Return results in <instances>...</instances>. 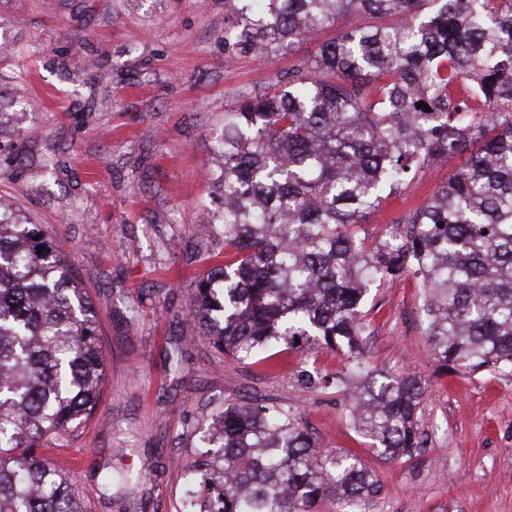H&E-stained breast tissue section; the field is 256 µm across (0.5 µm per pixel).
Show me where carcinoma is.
<instances>
[{
	"mask_svg": "<svg viewBox=\"0 0 512 512\" xmlns=\"http://www.w3.org/2000/svg\"><path fill=\"white\" fill-rule=\"evenodd\" d=\"M224 5V44L259 57L346 25L292 70L288 89L224 113L209 177L228 255L198 281L190 314L237 360L298 351L299 381L348 391L357 432L385 457L410 456L424 386L364 363L372 289L408 275L421 283L437 369L512 375V0ZM464 154L467 167L406 226L367 242L362 226L383 201L424 165ZM324 350L344 352L349 373L324 374ZM166 361L182 374V340ZM104 370L99 320L67 256L0 202V512H82L79 470L36 451L92 415ZM130 481L109 472L102 493ZM186 481L183 512H316L324 500L342 512L381 492L359 456L320 448L296 408L263 399L212 419Z\"/></svg>",
	"mask_w": 512,
	"mask_h": 512,
	"instance_id": "carcinoma-1",
	"label": "carcinoma"
}]
</instances>
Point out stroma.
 Here are the masks:
<instances>
[{
    "label": "stroma",
    "mask_w": 512,
    "mask_h": 512,
    "mask_svg": "<svg viewBox=\"0 0 512 512\" xmlns=\"http://www.w3.org/2000/svg\"><path fill=\"white\" fill-rule=\"evenodd\" d=\"M224 0H0V144L13 176L0 201L66 245L97 311L105 379L97 412L43 453L81 461L75 489L86 512H110L98 495L116 465L146 473L122 487L131 506L179 512L185 468L225 404L267 398L297 406L324 449L358 453L380 480L370 512H512V376L441 375L425 333L414 277L374 291L364 310L370 365L421 377L425 393L412 456L388 459L358 434L342 391L297 380L299 354L277 367L219 354L188 310L195 285L224 259V233L197 226L220 210L208 168L225 113L244 97L285 88L319 42L260 58L224 47ZM58 166L37 168L38 156ZM462 158L420 169L363 229L421 206ZM190 344L181 376L168 375L173 338Z\"/></svg>",
    "instance_id": "stroma-1"
}]
</instances>
